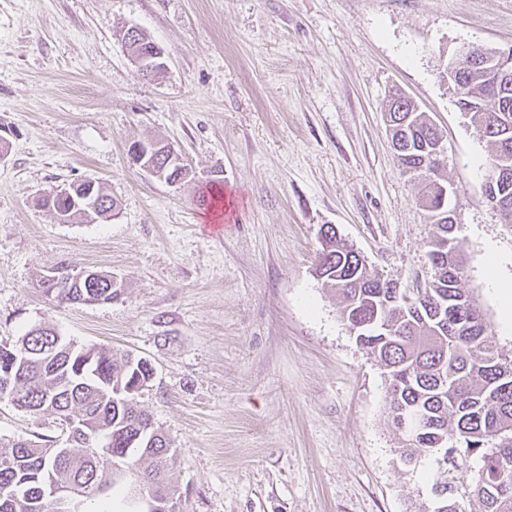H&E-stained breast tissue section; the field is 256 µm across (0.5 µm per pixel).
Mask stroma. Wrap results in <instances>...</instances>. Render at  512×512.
Segmentation results:
<instances>
[{
    "instance_id": "stroma-1",
    "label": "stroma",
    "mask_w": 512,
    "mask_h": 512,
    "mask_svg": "<svg viewBox=\"0 0 512 512\" xmlns=\"http://www.w3.org/2000/svg\"><path fill=\"white\" fill-rule=\"evenodd\" d=\"M131 25L165 50L160 74L131 61ZM464 45L512 48V0H0V344L42 324L150 361L139 401L175 442L176 512H433L434 461L400 463L384 370L315 269L332 224L374 273L427 275L430 225L384 112L400 88L444 136L463 286L512 356L485 258L512 279V224L441 77ZM145 139L188 179L140 170L128 148ZM89 178L111 217L34 204ZM62 263L112 272L118 295L49 302L38 281ZM0 436L67 444L53 416L4 402ZM35 203L38 207L48 209L55 215L64 216L65 218L77 220L82 217V215L78 214V211H70L72 204L69 200V196L64 195L63 190H59L58 188H51L40 192L35 199ZM59 216L58 219L60 222H69L68 219Z\"/></svg>"
}]
</instances>
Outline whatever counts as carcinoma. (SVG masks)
I'll return each instance as SVG.
<instances>
[{"label": "carcinoma", "mask_w": 512, "mask_h": 512, "mask_svg": "<svg viewBox=\"0 0 512 512\" xmlns=\"http://www.w3.org/2000/svg\"><path fill=\"white\" fill-rule=\"evenodd\" d=\"M466 100L480 104L467 118L492 147L486 178L495 182L498 203L512 217V79L506 84L475 80ZM392 141L401 145L402 171L419 180L421 206L432 218L431 275L417 286L411 307L394 281L370 271L364 258L337 237L335 226L320 229L316 274L343 298L341 317L350 329L365 325L356 342L371 351L388 380L392 420L402 410L428 416L425 437L401 456L404 464L441 451L429 475L441 512H512V359L498 350L495 336L462 288L458 225L448 223V179L431 169V152L443 139L427 113L411 100L388 104ZM38 207L77 220L69 196L57 188L39 193ZM98 287L72 280L44 292L60 304L112 301V273L99 271ZM13 382L12 402L32 416H79L104 443L97 451L76 432L68 447L30 438L0 437V512H55L43 498L48 482L82 493L78 512H137L133 489L175 505L167 478L174 441L153 426L139 406L140 390L153 378L151 363L109 347H77L51 327L34 326L12 346L0 345V376ZM476 455L482 466L465 486L448 481V467Z\"/></svg>", "instance_id": "1"}]
</instances>
